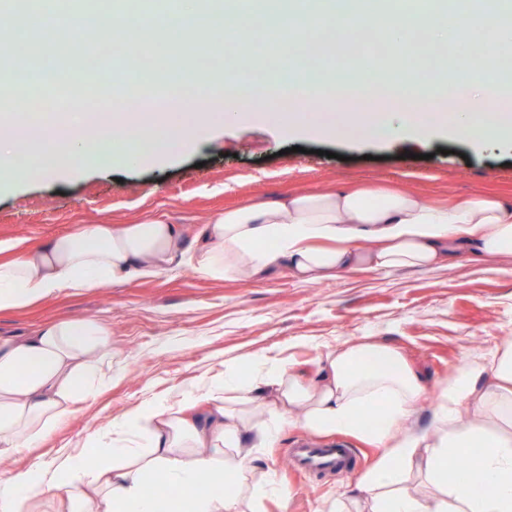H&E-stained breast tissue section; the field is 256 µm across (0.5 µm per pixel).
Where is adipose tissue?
Wrapping results in <instances>:
<instances>
[{"mask_svg": "<svg viewBox=\"0 0 512 512\" xmlns=\"http://www.w3.org/2000/svg\"><path fill=\"white\" fill-rule=\"evenodd\" d=\"M181 17L212 29L251 25L234 0H181ZM376 242L364 251V236ZM512 255V202L473 196L441 207L406 193L337 190L284 196L230 209L186 239L180 225L155 216L114 227L86 224L43 243L0 241V312L32 307L60 292L189 267L212 277L241 269L261 276L282 265L305 281L339 272L427 270L465 256ZM322 375L306 381L292 364L270 359L248 379L232 369L201 379L187 399L205 413L148 403L112 426L118 463L98 465L71 454L39 471L0 481V512H24L34 496L66 497L82 512L89 492L104 512H163L145 493L155 477L176 488L192 512H261L281 495L256 460L283 427L366 439L380 454L359 478L369 512H512V345L491 360L456 368L441 387L430 423L412 426L423 386L402 354L366 341L318 357ZM112 381V339L93 320L59 318L29 336L0 334V455L33 448ZM472 453L465 476L448 463ZM221 470L231 484L201 482ZM428 492H409V477Z\"/></svg>", "mask_w": 512, "mask_h": 512, "instance_id": "obj_1", "label": "adipose tissue"}]
</instances>
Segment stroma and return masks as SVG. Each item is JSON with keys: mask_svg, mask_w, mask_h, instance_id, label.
<instances>
[{"mask_svg": "<svg viewBox=\"0 0 512 512\" xmlns=\"http://www.w3.org/2000/svg\"><path fill=\"white\" fill-rule=\"evenodd\" d=\"M335 45L334 54L314 56L315 68L350 76L389 55L358 33ZM4 81L14 87L17 117L27 113L31 99L60 100L71 82L94 99L102 90L89 64L72 68L68 82L30 83L22 92L17 75ZM351 186L398 190L439 205L475 193L512 200V153L444 136L428 142L293 139L272 124H227L160 166L90 162L73 179L27 180L1 191L0 240L43 242L80 224L122 225L152 216L191 235L227 209ZM60 317L107 325L112 382L40 447L1 455L0 480L79 453L91 438L100 448L111 447L105 428L112 421L147 399L178 404L181 391L203 375L223 374L225 366H236L244 378L255 361L277 357L312 377L321 352L368 340L399 350L420 375L425 393L415 416L427 423L455 368L512 345V255L462 258L425 271L350 269L317 282L297 279L284 267L262 277L243 269L224 278L184 267L0 312V331L25 336ZM314 439L304 430L284 429L276 447L258 460L289 494L287 510L269 498L266 512H327L341 492L362 499L356 479L373 464L376 449L341 433L338 441L356 453L350 473L295 471L289 449Z\"/></svg>", "mask_w": 512, "mask_h": 512, "instance_id": "obj_1", "label": "stroma"}]
</instances>
